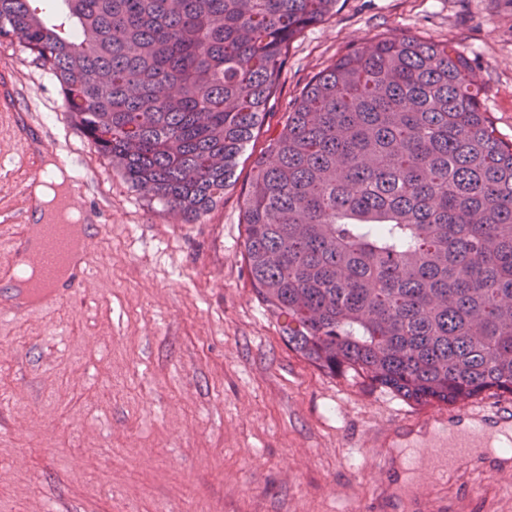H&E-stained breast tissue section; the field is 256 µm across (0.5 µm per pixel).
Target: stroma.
Returning a JSON list of instances; mask_svg holds the SVG:
<instances>
[{"label":"stroma","mask_w":512,"mask_h":512,"mask_svg":"<svg viewBox=\"0 0 512 512\" xmlns=\"http://www.w3.org/2000/svg\"><path fill=\"white\" fill-rule=\"evenodd\" d=\"M380 37L467 56L483 107L512 141V0H338L288 49L276 97L235 183L196 223L145 197L75 126L56 79L0 38V80L24 96L36 147L0 123V232L19 225L15 191L46 158L89 177L101 223L90 272L62 308L0 320V512H371L365 437L421 406L290 350L244 258L251 163L319 71ZM382 512H512L487 476L452 472L429 500L405 499L406 448L388 447Z\"/></svg>","instance_id":"35a3bbf8"}]
</instances>
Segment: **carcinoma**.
Returning a JSON list of instances; mask_svg holds the SVG:
<instances>
[{
  "instance_id": "cac0c4a2",
  "label": "carcinoma",
  "mask_w": 512,
  "mask_h": 512,
  "mask_svg": "<svg viewBox=\"0 0 512 512\" xmlns=\"http://www.w3.org/2000/svg\"><path fill=\"white\" fill-rule=\"evenodd\" d=\"M0 0L133 188L193 224L265 120L293 39L337 0ZM473 67L385 37L297 96L251 168L244 257L283 340L417 403L512 394V143Z\"/></svg>"
}]
</instances>
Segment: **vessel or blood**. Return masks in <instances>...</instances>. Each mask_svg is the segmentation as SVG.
I'll list each match as a JSON object with an SVG mask.
<instances>
[{
  "label": "vessel or blood",
  "instance_id": "vessel-or-blood-1",
  "mask_svg": "<svg viewBox=\"0 0 512 512\" xmlns=\"http://www.w3.org/2000/svg\"><path fill=\"white\" fill-rule=\"evenodd\" d=\"M91 238H83L77 257H70L66 234L59 228L44 225L38 240L29 241L26 251L30 267L41 269L44 283L35 288H15L0 295V316L20 319L35 312L53 309L68 302L81 288L90 267ZM404 440L418 437L426 463V472L408 493L420 498L430 494L439 483V473L457 468L470 457L474 448L483 449L478 459L479 473L499 478H512V466H505L491 456L494 448L512 447V396H478L473 400L417 415L398 414L387 428L372 434L367 455L379 479H386L387 469L381 449L388 437Z\"/></svg>",
  "mask_w": 512,
  "mask_h": 512
}]
</instances>
